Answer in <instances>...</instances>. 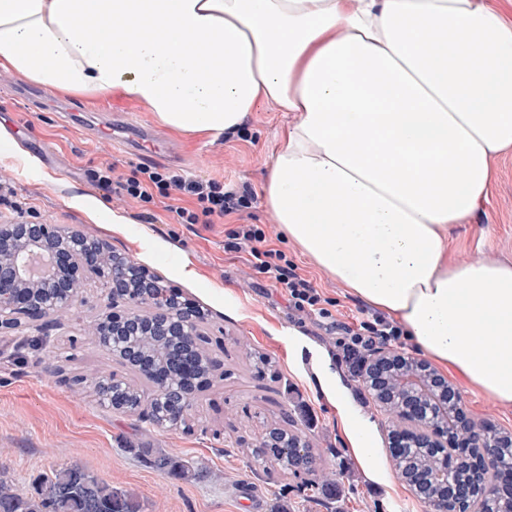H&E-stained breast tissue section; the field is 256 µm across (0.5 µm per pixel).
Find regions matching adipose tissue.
I'll return each instance as SVG.
<instances>
[{"label": "adipose tissue", "instance_id": "1", "mask_svg": "<svg viewBox=\"0 0 512 512\" xmlns=\"http://www.w3.org/2000/svg\"><path fill=\"white\" fill-rule=\"evenodd\" d=\"M0 68L214 140L293 113L262 187L275 223L512 404V264L448 248L512 150V21L491 0H0Z\"/></svg>", "mask_w": 512, "mask_h": 512}]
</instances>
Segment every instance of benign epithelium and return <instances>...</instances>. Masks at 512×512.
<instances>
[{
    "instance_id": "7a95c632",
    "label": "benign epithelium",
    "mask_w": 512,
    "mask_h": 512,
    "mask_svg": "<svg viewBox=\"0 0 512 512\" xmlns=\"http://www.w3.org/2000/svg\"><path fill=\"white\" fill-rule=\"evenodd\" d=\"M33 249L52 260V275L41 277L21 268L20 258ZM93 277L105 279L110 306L126 307V312H111L99 321V335L105 337L106 347H112L114 336H135L152 329L147 316L137 313L133 295L135 288L155 287L142 265L112 252L107 241H92L79 231L65 233L31 220L0 224V299L8 301L9 309L7 313L0 311V330L11 328L16 314L43 323L48 299L76 301L84 282ZM168 302L179 311L180 318L172 319L164 310L157 311L156 316L165 318L169 332L176 336L201 334L205 313L178 292L169 295ZM402 364L403 355L389 351L380 357L377 368H395L400 379L398 388L406 396L414 391L413 384L420 382V377L406 373Z\"/></svg>"
}]
</instances>
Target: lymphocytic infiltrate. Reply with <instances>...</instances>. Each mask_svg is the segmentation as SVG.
Wrapping results in <instances>:
<instances>
[{
	"label": "lymphocytic infiltrate",
	"mask_w": 512,
	"mask_h": 512,
	"mask_svg": "<svg viewBox=\"0 0 512 512\" xmlns=\"http://www.w3.org/2000/svg\"><path fill=\"white\" fill-rule=\"evenodd\" d=\"M90 177L104 190L125 193L145 204L172 198L176 193L187 196L188 205L172 209L180 224H209L213 219L225 218L247 209L250 203L248 195L218 182L188 180L161 167L141 168L133 176L119 182L113 181L112 170L108 167L92 171ZM224 248L229 252L248 253L252 267L280 285L292 316H313L327 320L340 334L336 342L338 356L352 375H362L372 351L398 344L404 334L398 321L377 310L366 313L363 319L352 323L332 314L325 306V297L299 273L297 265L271 247L260 225H237L230 231Z\"/></svg>",
	"instance_id": "lymphocytic-infiltrate-1"
}]
</instances>
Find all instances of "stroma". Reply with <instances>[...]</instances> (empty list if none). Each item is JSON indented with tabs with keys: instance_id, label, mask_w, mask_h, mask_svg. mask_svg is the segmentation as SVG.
<instances>
[{
	"instance_id": "stroma-1",
	"label": "stroma",
	"mask_w": 512,
	"mask_h": 512,
	"mask_svg": "<svg viewBox=\"0 0 512 512\" xmlns=\"http://www.w3.org/2000/svg\"><path fill=\"white\" fill-rule=\"evenodd\" d=\"M25 82L0 72V124L31 158L24 165L0 157V183L11 187L37 221L60 230L77 229L107 239L114 251L162 277L207 315L204 331L215 360L210 383L198 392L187 415L189 429L153 426L138 415L100 405L90 385L103 374L126 375L112 354L89 340L85 328L108 313L102 279L87 280L73 314L59 318L46 349H38L32 324L0 333V476L27 494L51 468L77 463L115 487L134 491L142 512H244L234 486L252 485L274 512H430L401 481L389 451L388 414L372 400L360 378L335 361L336 334L316 319L291 317L279 286L258 274L246 254L224 243L238 224L264 228L273 248L295 262L325 297L348 315L367 304L317 269L288 242L262 205V184L277 136L293 116L257 112L236 135L210 140L171 134L181 158L133 156L99 139V116L114 111L135 125L154 126L140 104L119 98L43 96L32 103L19 90ZM82 110L75 124L65 107ZM113 165V178L138 168L159 166L192 179L214 180L251 195L248 209L212 224H179L163 207L144 204L95 186L89 172ZM496 177L480 209L449 234L457 260L480 257L512 263V152L495 161ZM197 271L195 279L183 268ZM271 367L257 365V356ZM469 416L512 430V405H503L449 376ZM351 404L341 415L330 403L329 387ZM310 402L318 418L306 434L316 448L320 470L339 484L338 496L311 488L307 475L281 476L255 465L250 453L267 426L293 413L296 395ZM368 422L364 438L373 450L374 471L364 469L353 451L344 418ZM175 469L158 470L156 453ZM193 467L195 480L178 469Z\"/></svg>"
}]
</instances>
